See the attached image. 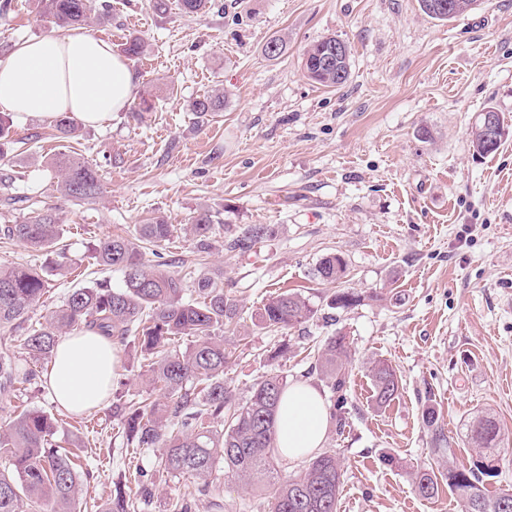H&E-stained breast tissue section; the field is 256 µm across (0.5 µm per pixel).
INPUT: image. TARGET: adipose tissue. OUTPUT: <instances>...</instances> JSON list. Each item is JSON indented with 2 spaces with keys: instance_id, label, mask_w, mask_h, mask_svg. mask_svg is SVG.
I'll return each instance as SVG.
<instances>
[{
  "instance_id": "ef3b65f1",
  "label": "adipose tissue",
  "mask_w": 512,
  "mask_h": 512,
  "mask_svg": "<svg viewBox=\"0 0 512 512\" xmlns=\"http://www.w3.org/2000/svg\"><path fill=\"white\" fill-rule=\"evenodd\" d=\"M133 72L111 44L90 32L27 40L0 60V109L18 116L71 113L94 124L124 111L135 93ZM119 364L111 339L95 332L62 337L45 375V389L63 409L81 414L108 397ZM329 414L319 389L299 381L282 395L276 445L289 459L321 448Z\"/></svg>"
}]
</instances>
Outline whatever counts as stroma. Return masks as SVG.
Masks as SVG:
<instances>
[{
	"mask_svg": "<svg viewBox=\"0 0 512 512\" xmlns=\"http://www.w3.org/2000/svg\"><path fill=\"white\" fill-rule=\"evenodd\" d=\"M111 3V23L93 18L85 29L116 49L132 36L143 41L128 66L138 78L134 103L151 109L83 124L75 141L51 138L52 118L14 117L16 143L0 158V226L31 215L7 197L53 208L68 272L51 276L25 320L0 330V352L15 350L72 289L99 280L122 287L120 271L98 270L95 245L160 213L175 227L160 248L172 270L221 281L237 301V324L224 332L232 352L224 383L236 400L275 373L309 380L333 404L315 354L331 336L346 337L347 402L324 442L342 461L338 512H463L448 489L416 496L409 473L472 462L467 425L481 410L500 427L491 485H512V135L484 156L469 136L488 105L512 124V0H482L447 22L417 0H213L200 18L174 6L156 12L151 0ZM52 32L33 0H8L0 59ZM328 35L350 49V77L337 89L302 68L304 50ZM275 37L286 47L271 57L265 47ZM217 90L223 112H191L192 100ZM74 151L101 175L100 197L82 205L61 196L48 164ZM203 209L221 224L199 253L181 228ZM255 224L272 237L246 253L226 249L229 235ZM331 254L347 273L326 284L315 268ZM343 289L360 302L333 307L331 295ZM285 290L301 293L314 317L283 331L257 326L258 308ZM115 347L125 398L140 399L149 379L140 356L132 343ZM376 359L401 380L382 410L371 402ZM19 406L46 412L86 446L81 504L106 500L113 482L143 469L158 476L144 512H172L188 489L192 512H212L214 500L223 512L264 510L263 487L222 477L199 494L194 477L160 475L161 449L127 447L111 405L74 415L48 399L43 383L25 384L19 398L0 400V423ZM439 433L453 455L436 452Z\"/></svg>",
	"mask_w": 512,
	"mask_h": 512,
	"instance_id": "stroma-1",
	"label": "stroma"
}]
</instances>
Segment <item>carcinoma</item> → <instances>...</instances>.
<instances>
[{
	"mask_svg": "<svg viewBox=\"0 0 512 512\" xmlns=\"http://www.w3.org/2000/svg\"><path fill=\"white\" fill-rule=\"evenodd\" d=\"M441 0H419L430 18L448 21L472 10V0L455 13L437 8ZM188 16L209 11L212 0H179ZM46 22L60 29L87 23L91 12L110 18L112 5L96 9L93 0H36ZM337 41L325 37L303 53L302 67L313 81L338 87L349 77L350 59L340 61L337 70L325 71L317 61L323 50ZM224 109V95L212 94L190 103V110L206 116ZM80 123L68 112L57 115L54 130L61 139H76ZM58 171V191L73 202L96 199L101 183L96 167L81 155L59 154L52 158ZM215 224L212 214L201 210L184 228V236L196 243L200 252L211 247ZM174 225L164 216L153 214L138 225L135 238L108 236L94 248L99 266L122 272L124 286L114 289L104 282L76 288L52 310L46 324L21 337L19 347L34 361L52 355L59 337L71 330H92L102 336L133 338L139 348L151 384L158 387L164 402L148 397L137 401L120 398L112 403V416L122 427L127 444L134 448H163V470L177 477L192 475L203 482L205 492L216 475L243 480H267L271 487L267 512H338L343 470L336 452L325 450L310 456L304 473L295 478L277 476L281 456L275 448V414L280 396L287 387L286 377L270 374L252 384L242 402L224 385V365L231 352L224 347V327L238 317L235 299L224 294V284L209 277L194 280L187 295L185 276L168 269L158 260L156 247L169 240ZM3 234L35 251L51 252L63 235L62 225L48 209L35 212L23 224L4 226ZM273 230L255 226L233 237L227 247L246 252ZM157 258L150 263L146 255ZM346 271L339 255L322 259L316 275L322 282L334 283ZM48 279L36 266L0 268V329L23 320L45 294ZM314 316V310L298 293L283 292L270 297L258 312V325L264 329H289ZM190 338L183 349L174 341ZM348 357L343 336L329 339L318 359L320 371L328 379L337 402L346 400V375L342 361ZM34 371L22 370L16 356L0 355V395L15 397L19 385L32 379ZM372 400L382 409L399 392L396 368L385 360L370 369ZM57 422L44 412L20 410L0 425V453L11 458L12 471L0 472V512H32L46 502L52 512H76L81 491L79 458L73 448H61L55 440ZM500 428L489 414H478L467 428V436L478 447V458L471 465L452 464L444 471L429 467L412 470L415 494L425 500L439 495L442 485L457 493L466 512H512V489L490 491L486 482L498 476L495 465L496 442ZM135 487L115 484L111 496L97 505L98 512H131L151 503L153 484L137 472Z\"/></svg>",
	"mask_w": 512,
	"mask_h": 512,
	"instance_id": "obj_1",
	"label": "carcinoma"
}]
</instances>
